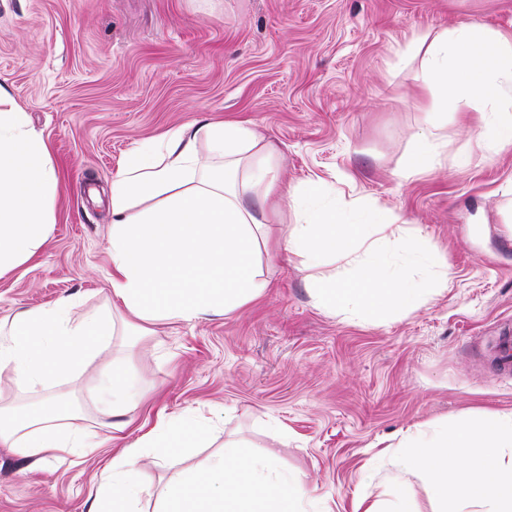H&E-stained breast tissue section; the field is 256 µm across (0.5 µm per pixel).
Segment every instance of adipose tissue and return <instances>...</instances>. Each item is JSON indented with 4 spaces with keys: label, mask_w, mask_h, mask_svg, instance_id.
Returning a JSON list of instances; mask_svg holds the SVG:
<instances>
[{
    "label": "adipose tissue",
    "mask_w": 512,
    "mask_h": 512,
    "mask_svg": "<svg viewBox=\"0 0 512 512\" xmlns=\"http://www.w3.org/2000/svg\"><path fill=\"white\" fill-rule=\"evenodd\" d=\"M403 54H422L413 91L424 127L407 158L406 177L440 165L448 147V116L471 120L478 147L512 146V35L479 23L417 36ZM248 119L202 122L168 131L132 151L112 180L110 211L111 310L73 318L62 300L0 318V371L17 387L37 389L80 372L112 341L116 324L147 335L150 325L224 316L264 290L255 258L260 251L306 257L312 266L341 261L355 280L321 274L314 292L323 308L354 316L400 315L423 304L448 278L447 264L428 240L400 238L405 253L435 268L437 282L406 278L382 259L376 233L397 231L391 211L374 205L360 221L345 223L335 207L319 203L316 186L289 188L270 162ZM61 170L25 108L0 89V278L35 261L56 222ZM295 220L283 236L268 227L284 210ZM120 363L102 373L97 403L121 433L126 414L143 400ZM0 447L38 462L83 458L98 447L94 427L72 409L44 404L19 413L0 399ZM208 435L188 416L159 418L134 440L113 449L89 512H139L144 489L137 479L144 459L174 466L176 451ZM404 473L425 479L433 512H512V413L487 412L455 429L407 435L398 454ZM305 482L281 475L242 446L176 474L157 494V512H298Z\"/></svg>",
    "instance_id": "adipose-tissue-1"
}]
</instances>
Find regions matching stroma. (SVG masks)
Segmentation results:
<instances>
[{"mask_svg": "<svg viewBox=\"0 0 512 512\" xmlns=\"http://www.w3.org/2000/svg\"><path fill=\"white\" fill-rule=\"evenodd\" d=\"M474 21L512 33V0H0V85L65 165L53 233L0 278V317L66 297L77 316L106 309L125 157L197 120L248 118L285 183L321 186L350 221L385 205L447 260L448 286L409 314L349 320L319 306L300 256L261 254L256 302L142 337L126 371L150 400L125 437L191 413L211 430L187 463L241 441L302 477L303 512H354L366 496L391 512L405 485L431 512L423 479L396 463L406 433L512 412V372L491 350L512 334V148L457 166L468 132L452 120L449 159L402 179L422 59L399 49ZM126 342L51 396L92 423ZM111 456L37 466L0 447V512H88Z\"/></svg>", "mask_w": 512, "mask_h": 512, "instance_id": "35a3bbf8", "label": "stroma"}]
</instances>
